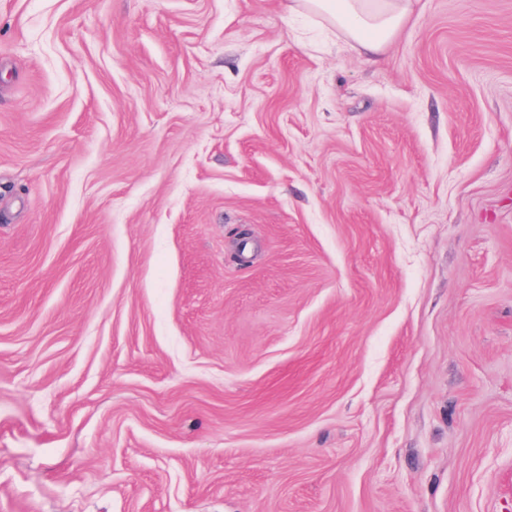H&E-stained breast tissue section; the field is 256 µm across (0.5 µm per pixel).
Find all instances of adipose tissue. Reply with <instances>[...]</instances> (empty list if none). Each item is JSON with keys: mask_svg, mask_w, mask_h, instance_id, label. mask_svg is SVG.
Segmentation results:
<instances>
[{"mask_svg": "<svg viewBox=\"0 0 512 512\" xmlns=\"http://www.w3.org/2000/svg\"><path fill=\"white\" fill-rule=\"evenodd\" d=\"M414 3L415 0H292L291 7L321 17L375 57L405 28Z\"/></svg>", "mask_w": 512, "mask_h": 512, "instance_id": "ef3b65f1", "label": "adipose tissue"}]
</instances>
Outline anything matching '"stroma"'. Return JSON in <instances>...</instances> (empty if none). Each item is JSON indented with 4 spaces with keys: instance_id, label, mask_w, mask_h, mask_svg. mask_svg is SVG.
<instances>
[{
    "instance_id": "stroma-1",
    "label": "stroma",
    "mask_w": 512,
    "mask_h": 512,
    "mask_svg": "<svg viewBox=\"0 0 512 512\" xmlns=\"http://www.w3.org/2000/svg\"><path fill=\"white\" fill-rule=\"evenodd\" d=\"M0 512H512V0H0ZM343 31L370 60L384 52L410 21L416 0H291Z\"/></svg>"
}]
</instances>
